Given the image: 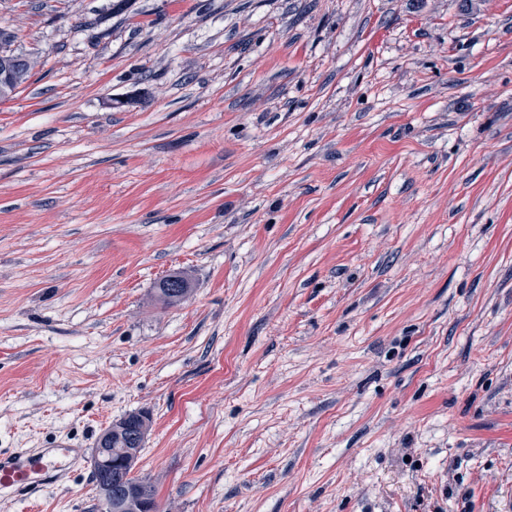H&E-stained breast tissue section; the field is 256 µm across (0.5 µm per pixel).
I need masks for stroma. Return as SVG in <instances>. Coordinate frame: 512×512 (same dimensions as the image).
I'll use <instances>...</instances> for the list:
<instances>
[{
    "mask_svg": "<svg viewBox=\"0 0 512 512\" xmlns=\"http://www.w3.org/2000/svg\"><path fill=\"white\" fill-rule=\"evenodd\" d=\"M117 2L0 0V453L81 450L41 512L138 410L171 512H512V0ZM2 60L10 75L7 70L1 71L0 68V86L10 83L0 89V99H7L30 80L37 61L23 54H14L11 50L7 57L1 58V64Z\"/></svg>",
    "mask_w": 512,
    "mask_h": 512,
    "instance_id": "stroma-1",
    "label": "stroma"
}]
</instances>
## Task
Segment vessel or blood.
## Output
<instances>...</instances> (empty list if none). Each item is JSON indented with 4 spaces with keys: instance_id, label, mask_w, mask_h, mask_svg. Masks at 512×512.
I'll list each match as a JSON object with an SVG mask.
<instances>
[{
    "instance_id": "b4317fda",
    "label": "vessel or blood",
    "mask_w": 512,
    "mask_h": 512,
    "mask_svg": "<svg viewBox=\"0 0 512 512\" xmlns=\"http://www.w3.org/2000/svg\"><path fill=\"white\" fill-rule=\"evenodd\" d=\"M79 461L70 444L37 451L18 449L0 455V495L30 493L70 474Z\"/></svg>"
}]
</instances>
